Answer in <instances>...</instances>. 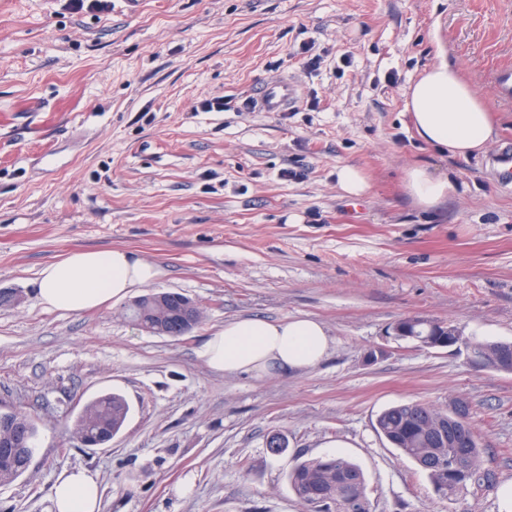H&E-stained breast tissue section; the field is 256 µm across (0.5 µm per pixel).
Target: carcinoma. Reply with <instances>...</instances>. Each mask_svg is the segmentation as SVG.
Masks as SVG:
<instances>
[{
	"instance_id": "carcinoma-1",
	"label": "carcinoma",
	"mask_w": 512,
	"mask_h": 512,
	"mask_svg": "<svg viewBox=\"0 0 512 512\" xmlns=\"http://www.w3.org/2000/svg\"><path fill=\"white\" fill-rule=\"evenodd\" d=\"M476 363L495 370L502 365L512 366V357L501 354L492 342L472 345ZM105 427L117 434L127 417L129 407L114 393L98 396L87 404ZM443 412L421 402H408L388 408L377 419V427L384 438L403 455L414 460L427 471L435 491L448 498L468 488H481L491 481V474L483 467L482 450L474 439L470 423H461L455 437L448 442H424L427 425ZM22 474L11 455H0V484L8 483ZM289 483L305 503L320 499L323 512H370L365 494L361 468L339 457H325L304 461L288 475Z\"/></svg>"
}]
</instances>
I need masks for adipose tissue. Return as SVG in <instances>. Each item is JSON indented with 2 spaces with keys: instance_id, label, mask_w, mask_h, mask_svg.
I'll return each instance as SVG.
<instances>
[{
  "instance_id": "adipose-tissue-1",
  "label": "adipose tissue",
  "mask_w": 512,
  "mask_h": 512,
  "mask_svg": "<svg viewBox=\"0 0 512 512\" xmlns=\"http://www.w3.org/2000/svg\"><path fill=\"white\" fill-rule=\"evenodd\" d=\"M405 107L417 138L449 155L481 152L493 141L489 105L447 59H439L423 72L411 87ZM404 183L423 207L438 205L454 188L449 178L422 165L407 169ZM161 274L158 265L125 249L75 251L40 270L37 298L46 309L76 314L122 301ZM328 346L319 320L247 317L214 331L200 356L212 370L246 372L261 379L281 371L313 368L325 359ZM49 499L50 512H100L98 477L86 469L62 471Z\"/></svg>"
}]
</instances>
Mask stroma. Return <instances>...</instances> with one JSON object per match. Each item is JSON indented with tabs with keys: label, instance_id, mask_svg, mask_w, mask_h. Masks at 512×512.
I'll use <instances>...</instances> for the list:
<instances>
[{
	"label": "stroma",
	"instance_id": "obj_1",
	"mask_svg": "<svg viewBox=\"0 0 512 512\" xmlns=\"http://www.w3.org/2000/svg\"><path fill=\"white\" fill-rule=\"evenodd\" d=\"M127 2L0 0V290L15 296L0 303V406L34 414L41 439L0 485V512H49L73 468L97 473L101 512H309L288 474L332 452L362 469L371 512H499L512 372L468 345L512 343V186L491 165L512 102L488 78L512 63V0ZM306 43L319 69L297 56ZM441 48L496 127L466 158L419 141L405 109ZM281 77L299 88L293 109L247 110ZM419 162L455 185L428 209L404 185ZM345 165L362 196L339 188ZM117 247L161 266L152 291L188 296L200 323L158 336L126 300L79 314L38 302L42 267ZM293 316L327 329L315 368L258 379L199 356L224 323ZM407 316L463 340L395 338ZM106 392L127 419L84 447L73 422ZM416 400L468 414L489 488L443 498L378 433L382 411ZM338 186L352 196H358L367 189V183L360 170L354 166H343L336 172Z\"/></svg>",
	"mask_w": 512,
	"mask_h": 512
}]
</instances>
